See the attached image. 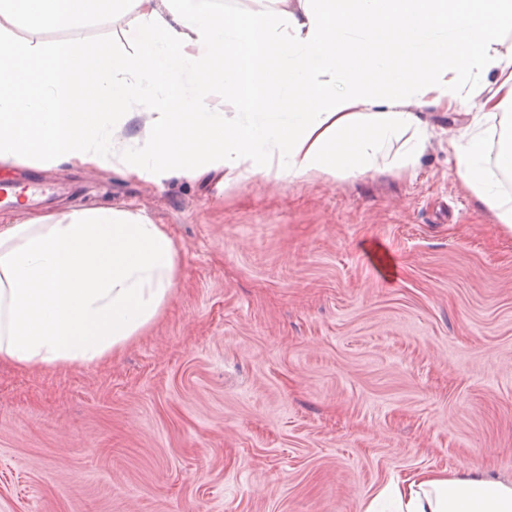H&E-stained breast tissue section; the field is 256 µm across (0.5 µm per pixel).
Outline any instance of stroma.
<instances>
[{
	"label": "stroma",
	"mask_w": 512,
	"mask_h": 512,
	"mask_svg": "<svg viewBox=\"0 0 512 512\" xmlns=\"http://www.w3.org/2000/svg\"><path fill=\"white\" fill-rule=\"evenodd\" d=\"M415 176L223 182L37 162L23 222L163 225L178 285L120 354L0 364V512H361L392 478L512 481V233L458 182L429 107Z\"/></svg>",
	"instance_id": "35a3bbf8"
}]
</instances>
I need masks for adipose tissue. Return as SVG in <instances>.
<instances>
[{"label":"adipose tissue","instance_id":"ef3b65f1","mask_svg":"<svg viewBox=\"0 0 512 512\" xmlns=\"http://www.w3.org/2000/svg\"><path fill=\"white\" fill-rule=\"evenodd\" d=\"M110 42L45 40L125 13ZM512 0H0V168L36 160L126 175L205 173L289 184L364 178L430 138L421 108L470 110L448 141L455 175L512 232ZM222 101H213L215 88ZM152 114L141 148L116 149L132 103ZM505 139L490 150L486 134ZM166 229L115 207L0 224V362L91 364L120 352L177 286ZM362 512H512V482L478 465L421 470Z\"/></svg>","mask_w":512,"mask_h":512}]
</instances>
